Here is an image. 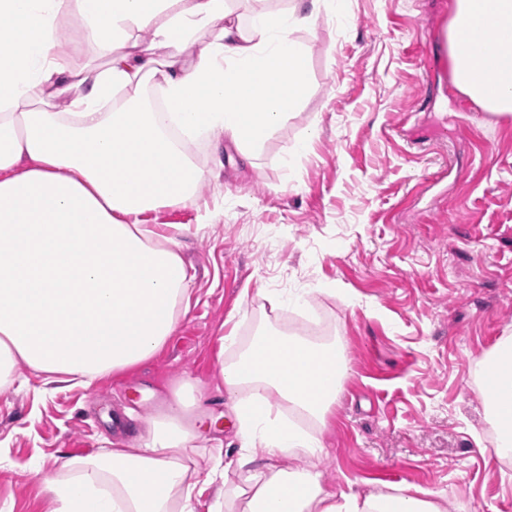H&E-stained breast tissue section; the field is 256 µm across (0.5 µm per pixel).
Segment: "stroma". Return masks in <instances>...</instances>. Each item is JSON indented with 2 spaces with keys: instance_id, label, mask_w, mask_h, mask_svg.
<instances>
[{
  "instance_id": "obj_1",
  "label": "stroma",
  "mask_w": 512,
  "mask_h": 512,
  "mask_svg": "<svg viewBox=\"0 0 512 512\" xmlns=\"http://www.w3.org/2000/svg\"><path fill=\"white\" fill-rule=\"evenodd\" d=\"M449 0H345L321 9L309 87L255 167L200 137L199 203L141 216L183 226L189 312L154 358L92 386L44 384L19 365L0 392V512H52L36 462L56 472L76 448H139L148 422L193 380L214 427L236 443L218 389L222 336L279 329L341 336L350 372L329 415L327 481L366 494L442 492L448 512H512V461L491 451L480 364L512 336V115L423 68Z\"/></svg>"
}]
</instances>
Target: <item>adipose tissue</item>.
I'll return each mask as SVG.
<instances>
[{
	"label": "adipose tissue",
	"instance_id": "ef3b65f1",
	"mask_svg": "<svg viewBox=\"0 0 512 512\" xmlns=\"http://www.w3.org/2000/svg\"><path fill=\"white\" fill-rule=\"evenodd\" d=\"M0 0V380L19 363L55 382L97 379L154 357L189 308L182 226L141 215L199 202L204 173L187 146L232 144L243 165L287 123L309 84L306 48L321 0ZM76 18L92 63L74 66L59 29ZM484 38L473 44L470 33ZM455 84L512 113V0H454ZM220 380L235 448L195 467L198 399L185 382L148 425L144 448L43 473L53 512H446L441 493L360 494L316 461L349 364L336 337L262 327ZM497 379L485 415L493 453L512 460V336L487 356ZM280 401L316 424L273 413ZM294 459L283 468L277 461Z\"/></svg>",
	"mask_w": 512,
	"mask_h": 512
}]
</instances>
